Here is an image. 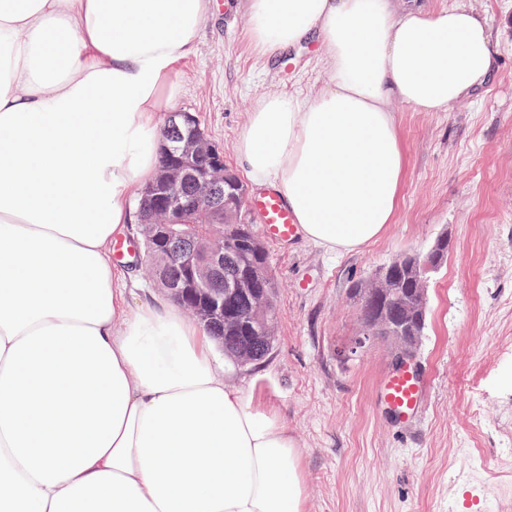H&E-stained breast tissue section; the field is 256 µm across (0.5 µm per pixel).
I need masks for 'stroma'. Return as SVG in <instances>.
Instances as JSON below:
<instances>
[{
	"label": "stroma",
	"instance_id": "1",
	"mask_svg": "<svg viewBox=\"0 0 512 512\" xmlns=\"http://www.w3.org/2000/svg\"><path fill=\"white\" fill-rule=\"evenodd\" d=\"M455 5L485 17L496 70L441 112L396 101L406 157L400 206L381 238L332 252L265 239L277 284L276 343L262 362H228L227 384L272 405L303 459L308 512H512V0H395L396 10ZM241 0H211L175 67L172 111L191 113L235 175L238 139L263 96L307 93L332 74L314 42L270 56L250 43ZM450 243L428 287L415 367L424 414L403 423L377 397L395 345L338 355L361 333L355 284L394 258Z\"/></svg>",
	"mask_w": 512,
	"mask_h": 512
}]
</instances>
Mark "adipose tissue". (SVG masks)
I'll return each instance as SVG.
<instances>
[{
	"instance_id": "ef3b65f1",
	"label": "adipose tissue",
	"mask_w": 512,
	"mask_h": 512,
	"mask_svg": "<svg viewBox=\"0 0 512 512\" xmlns=\"http://www.w3.org/2000/svg\"><path fill=\"white\" fill-rule=\"evenodd\" d=\"M210 0H0V512H304L274 409L224 380L171 301L130 309L111 260ZM274 54L317 34L330 87L262 97L243 170L336 252L394 222L392 100L441 112L492 73L486 19L391 0H244Z\"/></svg>"
}]
</instances>
